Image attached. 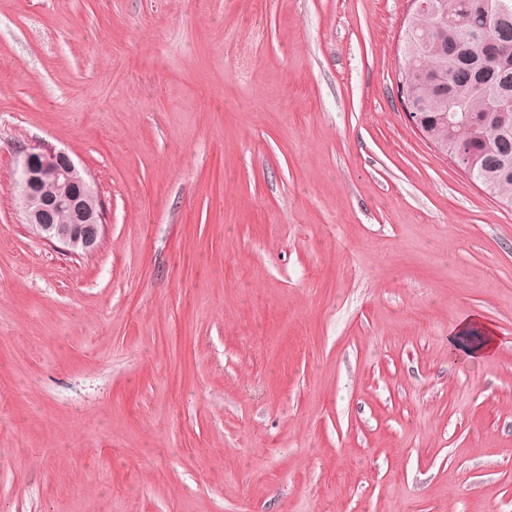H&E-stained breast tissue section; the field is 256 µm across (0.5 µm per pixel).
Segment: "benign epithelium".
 Returning <instances> with one entry per match:
<instances>
[{"instance_id":"obj_1","label":"benign epithelium","mask_w":512,"mask_h":512,"mask_svg":"<svg viewBox=\"0 0 512 512\" xmlns=\"http://www.w3.org/2000/svg\"><path fill=\"white\" fill-rule=\"evenodd\" d=\"M407 24L434 10L433 0H409ZM17 189L25 223L70 253H91L106 223L102 199L64 152L19 151Z\"/></svg>"}]
</instances>
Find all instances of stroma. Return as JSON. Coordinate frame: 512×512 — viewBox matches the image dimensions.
Listing matches in <instances>:
<instances>
[{
  "label": "stroma",
  "mask_w": 512,
  "mask_h": 512,
  "mask_svg": "<svg viewBox=\"0 0 512 512\" xmlns=\"http://www.w3.org/2000/svg\"><path fill=\"white\" fill-rule=\"evenodd\" d=\"M408 10L0 0V512H512V209L410 126ZM22 147L96 251L25 224ZM19 155L17 189L25 223L65 251L93 252L106 218L102 199L85 175L65 152L22 148ZM57 211L66 214L58 224L53 220ZM473 331L480 332L477 340L471 339ZM448 346L462 350L473 359H485L495 355L498 347V336L495 331L483 324L479 318L466 316L462 318L448 334Z\"/></svg>",
  "instance_id": "stroma-1"
}]
</instances>
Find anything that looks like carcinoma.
I'll use <instances>...</instances> for the list:
<instances>
[{"mask_svg": "<svg viewBox=\"0 0 512 512\" xmlns=\"http://www.w3.org/2000/svg\"><path fill=\"white\" fill-rule=\"evenodd\" d=\"M490 0H437L438 14L415 19L404 32L410 74L400 93L424 104L413 113L428 137L448 149L462 141L470 176L502 206L512 209V105L495 94H512V12L498 16ZM497 34V56L464 37Z\"/></svg>", "mask_w": 512, "mask_h": 512, "instance_id": "1", "label": "carcinoma"}]
</instances>
